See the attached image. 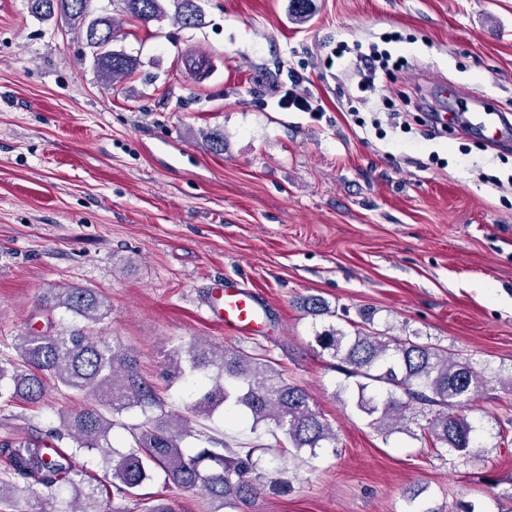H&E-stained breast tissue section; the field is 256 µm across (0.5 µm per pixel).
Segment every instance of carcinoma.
Returning <instances> with one entry per match:
<instances>
[{
  "label": "carcinoma",
  "instance_id": "1",
  "mask_svg": "<svg viewBox=\"0 0 512 512\" xmlns=\"http://www.w3.org/2000/svg\"><path fill=\"white\" fill-rule=\"evenodd\" d=\"M166 1L173 3L174 18L183 27L203 24L197 0H118L121 13L142 23L165 16ZM28 2L29 12L38 19L59 14L72 21L104 81L132 73L136 59L111 49V14L89 17V0ZM46 303L93 324L112 311L106 297L92 288L53 289ZM301 307L315 317L330 313L328 304L314 295L303 298ZM372 323L373 313L367 310L353 331L331 326L315 336L322 349L345 365L347 376L355 378L357 409L387 435L401 429L407 414L416 410L426 420L420 429L431 447H445L460 457L476 455L475 428L464 411L486 385L484 372L458 353L417 336L376 332ZM14 349L18 363L11 370L0 366V402L38 404L48 380L57 388L91 397L86 407L63 415L66 435L76 444L75 451L99 452L112 488L136 498L141 512H172L166 503L137 496L158 469L175 486L200 492L204 512H245L265 491L277 487L269 481L257 446L233 448L194 429L192 419H209L221 408L248 416L253 431L261 424L274 426L283 436L276 447L288 446L297 455L315 458L319 449L336 441L335 430L313 407L309 392L290 382L270 360L198 340L172 347L166 356L169 379H193L195 400L187 413L169 414L140 374L134 354L114 336H94L84 327L29 332L16 337ZM135 408L159 414L130 428L131 442L118 450L109 440L112 417ZM189 438L199 446H184ZM0 454L7 462L0 474V504L33 493L35 485L50 493L63 485L70 494L64 512H103L100 486L74 465L71 455L50 456L44 442L26 438L1 441Z\"/></svg>",
  "mask_w": 512,
  "mask_h": 512
}]
</instances>
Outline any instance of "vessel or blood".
<instances>
[{
  "label": "vessel or blood",
  "instance_id": "1",
  "mask_svg": "<svg viewBox=\"0 0 512 512\" xmlns=\"http://www.w3.org/2000/svg\"><path fill=\"white\" fill-rule=\"evenodd\" d=\"M472 104L470 126L490 134L495 142L512 138V130L505 125L500 110L480 97L473 98ZM209 310L234 334L252 335L261 329L264 308L255 294L239 282L227 280L220 284L214 291Z\"/></svg>",
  "mask_w": 512,
  "mask_h": 512
}]
</instances>
